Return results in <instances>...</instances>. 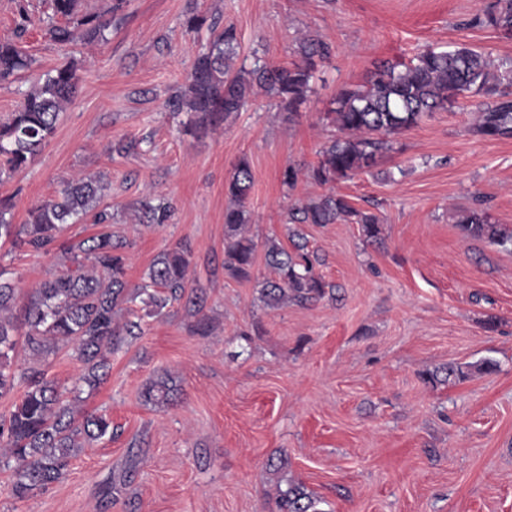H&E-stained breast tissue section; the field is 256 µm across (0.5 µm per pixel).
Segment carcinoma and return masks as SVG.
Masks as SVG:
<instances>
[{
  "label": "carcinoma",
  "instance_id": "obj_1",
  "mask_svg": "<svg viewBox=\"0 0 512 512\" xmlns=\"http://www.w3.org/2000/svg\"><path fill=\"white\" fill-rule=\"evenodd\" d=\"M51 7L53 15L67 21L65 25L50 21L45 27V34L60 44L100 41L112 23L85 10L84 0H51ZM480 24L512 35V0H495ZM236 46L232 28L214 37L208 50L196 58L185 84L168 101L172 111L194 115L198 128L217 127L244 109L259 88L294 115L307 100L318 62L328 55L323 43L307 37L300 42L299 60L246 70L235 67ZM30 68L31 59L16 44L0 43V81ZM511 78L512 68L493 70L489 55L465 44L442 51L428 48L400 67L382 63L364 84L336 95V108L326 113V119L339 136L324 146L310 177L326 184L370 168L377 154L391 149L390 137L416 126L424 115L452 108L468 97L487 99L477 107L476 134L489 139L512 137V101L498 100L503 81ZM79 82L77 67L70 61L46 72L23 94L18 109L0 122V177L26 167L41 152ZM252 183L250 163L242 157L224 185L231 200L224 210V271L238 281L250 279L257 255V244L244 234L250 223L247 202ZM103 189L94 176L67 181L56 198L34 206L23 224L6 218L12 204L0 199V240L34 253L47 252L66 225L96 211ZM142 210L147 223L163 224L173 206L161 199L155 205L145 202ZM351 217L362 225L367 238L378 237L375 215L357 211L334 194L296 207L288 223L334 224ZM94 222L97 233L65 251L74 268L33 287L21 321L14 313L16 287L0 269V398L23 387L12 409L0 415V470L9 472L12 492L19 499L58 482L79 449L112 439V420L86 411L81 394L83 388L93 390L104 382L120 336H133L141 329L135 321L122 326L115 322L124 305L140 297L147 315H159L191 287L187 276L191 252L176 246L157 256L148 282L129 294L127 242L112 233V214L106 210L96 211ZM456 224L466 239L512 250V229L491 223L481 209L462 211ZM300 238L299 233L289 235L291 250L274 239L265 245L264 260L273 277L265 281L263 292L273 306L288 300L303 305L326 293L328 284L318 271L320 259ZM20 342L32 362L17 371L10 354ZM69 345L82 364V373L70 388L49 374L50 357ZM176 396L171 379L163 377L142 392L144 401L153 405L170 404ZM318 504L319 499L299 484L277 497L279 512H322Z\"/></svg>",
  "mask_w": 512,
  "mask_h": 512
}]
</instances>
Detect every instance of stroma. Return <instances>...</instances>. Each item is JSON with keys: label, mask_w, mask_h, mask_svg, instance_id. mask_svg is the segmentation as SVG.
I'll list each match as a JSON object with an SVG mask.
<instances>
[{"label": "stroma", "mask_w": 512, "mask_h": 512, "mask_svg": "<svg viewBox=\"0 0 512 512\" xmlns=\"http://www.w3.org/2000/svg\"><path fill=\"white\" fill-rule=\"evenodd\" d=\"M493 2L126 0L103 40L62 46L43 31L49 0H0V42L16 40L27 9L20 43L33 59L23 80L0 84V121L59 64L75 61L81 77L42 151L0 179L13 223L72 177H100L101 205L128 243L130 287L183 244L198 296L143 317L141 335L114 350L107 381L83 392L87 411L111 416L112 441L82 449L58 482L24 499L0 470V512H276L278 493L297 483L323 512H512V251L455 226L460 210L480 205L512 227V137L475 134L480 100L470 97L395 135L349 179L281 181L285 166L317 163L336 94L377 64L459 43L512 59V36L473 22ZM194 13L234 27L237 62L249 69L296 60L304 36L327 43L331 56L298 114L261 92L221 126L185 132L188 114L164 104L211 39L209 29L187 31ZM131 141L136 150L118 153ZM242 157L256 240L286 242L289 209L329 193L379 217L376 241L348 221L299 225L322 260V298L269 306L261 258L251 280L225 274L224 185ZM159 196L174 207L170 220L138 224L142 203ZM0 266L20 316L31 287L68 264L60 250L33 255L6 243ZM202 317L204 336L194 330ZM486 360L494 372L432 377ZM162 376L176 403H144L145 385Z\"/></svg>", "instance_id": "stroma-1"}]
</instances>
